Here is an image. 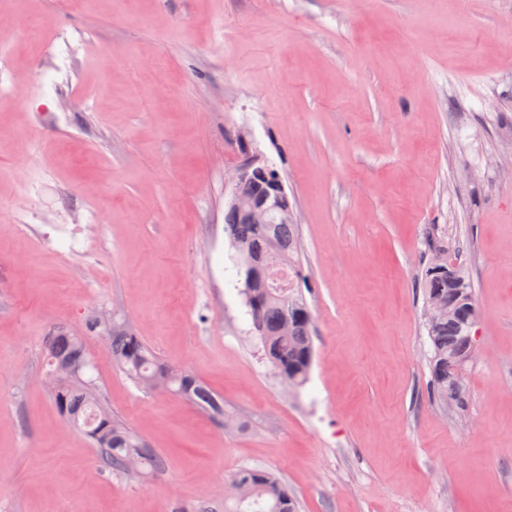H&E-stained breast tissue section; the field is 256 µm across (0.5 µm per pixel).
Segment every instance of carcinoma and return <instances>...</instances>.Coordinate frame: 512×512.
Returning <instances> with one entry per match:
<instances>
[{"instance_id": "obj_1", "label": "carcinoma", "mask_w": 512, "mask_h": 512, "mask_svg": "<svg viewBox=\"0 0 512 512\" xmlns=\"http://www.w3.org/2000/svg\"><path fill=\"white\" fill-rule=\"evenodd\" d=\"M224 230L238 269L247 271L250 258L295 270L300 241L297 225L286 221L285 213L270 212L268 222L254 224L247 210L227 209ZM422 288L426 307L434 304L444 315L426 322L431 343L429 361L431 397L439 404L466 410L469 395L465 371L473 356L472 330L478 309L473 288L461 266L448 265V255L436 250L424 270ZM252 330L258 336L265 359L288 384L301 388L309 381L314 360L313 317L301 291L267 280L240 289ZM106 340L112 361L137 386L160 390L223 418L224 426L237 425L224 400L215 395L191 372L162 361L138 336L129 321L112 317ZM48 372H58L59 382L51 396L59 413L97 449L114 475L163 469V457L121 419L112 415L91 381L84 379L93 364L85 337L59 330L46 337ZM299 505L288 486L272 471L243 468L231 480V492L224 498V512H298Z\"/></svg>"}]
</instances>
